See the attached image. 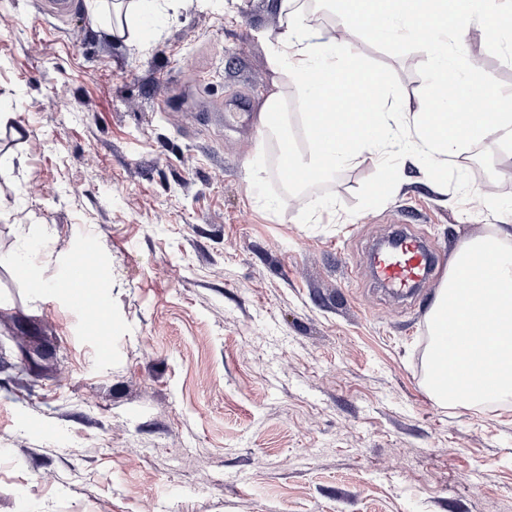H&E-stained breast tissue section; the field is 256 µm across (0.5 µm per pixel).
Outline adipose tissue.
<instances>
[{
    "mask_svg": "<svg viewBox=\"0 0 512 512\" xmlns=\"http://www.w3.org/2000/svg\"><path fill=\"white\" fill-rule=\"evenodd\" d=\"M345 26L363 20L373 40L422 42L431 57L430 86L416 111L387 112L386 78L356 70L354 54L336 34L325 32L313 11L298 0H280L283 30L272 50L271 63L291 84L302 106L310 143L285 172L286 182L298 184L315 175H332L357 163L365 153L387 155L406 131L412 151L431 162L429 175L442 181L448 158L461 144L495 134L512 141V99L502 97L481 67L466 69L448 60L449 40H461L465 28L478 24L496 39L506 35L499 14L488 0H335ZM454 84L453 96L443 89ZM323 109L309 111L312 100Z\"/></svg>",
    "mask_w": 512,
    "mask_h": 512,
    "instance_id": "1",
    "label": "adipose tissue"
}]
</instances>
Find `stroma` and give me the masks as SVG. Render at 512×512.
<instances>
[{"label":"stroma","instance_id":"1","mask_svg":"<svg viewBox=\"0 0 512 512\" xmlns=\"http://www.w3.org/2000/svg\"><path fill=\"white\" fill-rule=\"evenodd\" d=\"M278 2L180 0L133 40L83 0H0V512H512V398L425 382L445 272L400 303L366 265L396 220L450 256L512 224V148L467 142L438 185L399 147L289 188L258 125L279 93L309 148ZM317 15L390 76L385 111L426 93L422 44ZM456 53L512 96V46L474 26ZM33 233L51 293L7 263ZM82 249L105 349L61 285Z\"/></svg>","mask_w":512,"mask_h":512}]
</instances>
